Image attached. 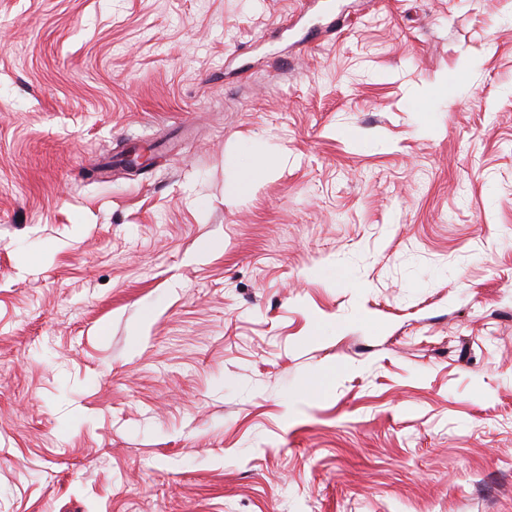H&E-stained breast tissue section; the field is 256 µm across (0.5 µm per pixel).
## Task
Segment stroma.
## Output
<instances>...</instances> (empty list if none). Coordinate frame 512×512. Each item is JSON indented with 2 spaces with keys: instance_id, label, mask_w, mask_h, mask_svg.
<instances>
[{
  "instance_id": "obj_1",
  "label": "stroma",
  "mask_w": 512,
  "mask_h": 512,
  "mask_svg": "<svg viewBox=\"0 0 512 512\" xmlns=\"http://www.w3.org/2000/svg\"><path fill=\"white\" fill-rule=\"evenodd\" d=\"M0 512H512V0H0Z\"/></svg>"
}]
</instances>
